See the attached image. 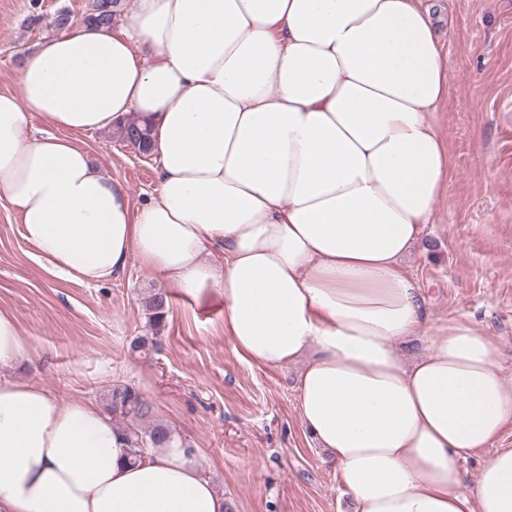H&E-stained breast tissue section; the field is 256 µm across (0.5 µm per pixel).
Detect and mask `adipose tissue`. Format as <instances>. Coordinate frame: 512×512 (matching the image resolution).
I'll return each mask as SVG.
<instances>
[{
  "label": "adipose tissue",
  "mask_w": 512,
  "mask_h": 512,
  "mask_svg": "<svg viewBox=\"0 0 512 512\" xmlns=\"http://www.w3.org/2000/svg\"><path fill=\"white\" fill-rule=\"evenodd\" d=\"M133 2L120 29L46 37L19 93H0V200L38 259L97 284L134 257L188 297L221 296L238 353L302 363L301 422L353 512H512L511 448L470 490L459 468L512 420L493 340L456 321L422 357L400 351L425 325L403 259L453 166L419 0ZM132 113L153 128L159 180L137 209L74 139ZM31 357L0 311V369ZM127 451L95 403L0 379V512H226L197 449L134 465Z\"/></svg>",
  "instance_id": "1"
}]
</instances>
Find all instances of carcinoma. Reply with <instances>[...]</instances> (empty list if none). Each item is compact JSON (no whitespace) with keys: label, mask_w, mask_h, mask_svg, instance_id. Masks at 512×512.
Here are the masks:
<instances>
[{"label":"carcinoma","mask_w":512,"mask_h":512,"mask_svg":"<svg viewBox=\"0 0 512 512\" xmlns=\"http://www.w3.org/2000/svg\"><path fill=\"white\" fill-rule=\"evenodd\" d=\"M120 0H91L89 7L80 16L66 8L54 14L43 13L40 0H30L26 24L32 28L47 26L55 31H66L76 24H95L110 27L114 22ZM114 134L123 143H131L143 153L151 149V130L138 124L135 119H126L114 127ZM145 310L151 325L152 335L138 336L132 341V348L144 353L159 344V335L165 329L170 311V301L166 293L152 291L145 298ZM107 408L113 415L127 421L122 432L128 436V458L141 461L155 448L169 444L176 433L168 425L156 418L153 403L136 387L116 383L105 392Z\"/></svg>","instance_id":"1"}]
</instances>
